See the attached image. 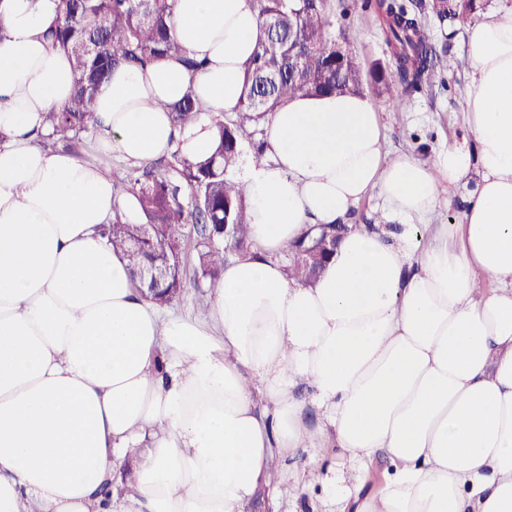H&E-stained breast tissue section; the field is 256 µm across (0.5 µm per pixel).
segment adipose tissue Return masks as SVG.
<instances>
[{"label":"adipose tissue","mask_w":512,"mask_h":512,"mask_svg":"<svg viewBox=\"0 0 512 512\" xmlns=\"http://www.w3.org/2000/svg\"><path fill=\"white\" fill-rule=\"evenodd\" d=\"M57 17L58 0H0V512H244L301 450L296 488H325L336 512H512V5L468 39L473 147L389 156L362 94H298L259 120L263 157L237 179L250 247L204 322L144 299L101 234L139 211L105 160L206 155L256 14L176 0L175 37L205 68L116 69L87 159L36 142L73 88ZM189 93L204 109L176 123ZM473 173L462 223H433ZM374 188L382 224L349 226L313 282L289 276V244L347 224ZM379 451L391 470L371 489Z\"/></svg>","instance_id":"obj_1"}]
</instances>
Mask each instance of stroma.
<instances>
[{
    "instance_id": "35a3bbf8",
    "label": "stroma",
    "mask_w": 512,
    "mask_h": 512,
    "mask_svg": "<svg viewBox=\"0 0 512 512\" xmlns=\"http://www.w3.org/2000/svg\"><path fill=\"white\" fill-rule=\"evenodd\" d=\"M375 0H334L329 16V31H348L358 37V60L362 69L386 64L390 58L374 11ZM479 16L454 26L439 27L427 21L426 29L440 58L430 83L406 92L405 107H395L387 95L372 84H364L363 93L373 102L382 126L385 149L389 155L409 154L423 160L448 145H472L465 103L471 68L467 60L468 32ZM196 252H188L184 286L169 309L197 319L208 315V286L195 275ZM324 493L296 494L287 484L260 489L245 512H321Z\"/></svg>"
}]
</instances>
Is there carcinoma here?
<instances>
[{"label": "carcinoma", "instance_id": "cac0c4a2", "mask_svg": "<svg viewBox=\"0 0 512 512\" xmlns=\"http://www.w3.org/2000/svg\"><path fill=\"white\" fill-rule=\"evenodd\" d=\"M257 14L262 39L244 64L243 93L230 116L216 118L218 134L212 152L194 160L175 152L133 170L128 182L136 195L143 223L131 224L114 210L102 233L148 288L146 297L165 306L184 283L182 246L196 239L197 273L215 285L230 249L250 245L248 206L239 185L227 177L240 161L242 141L258 133L257 122L298 94H358L364 77L379 92L414 89L428 80L440 56L424 32L414 0H376L384 40L390 49L386 66L363 74L355 54L356 39L328 33L330 0H249ZM175 0H59V17L51 34L72 61L75 86L69 101L46 117L47 133L38 135L44 148H67L92 124L95 91L117 67L145 69L164 56H178L185 68L198 71L205 62L184 54L174 36L171 18ZM440 26L468 18L480 0H426ZM203 110L193 94L173 106L183 122ZM306 237L286 250L289 274L314 278L323 262L299 257Z\"/></svg>", "mask_w": 512, "mask_h": 512}]
</instances>
